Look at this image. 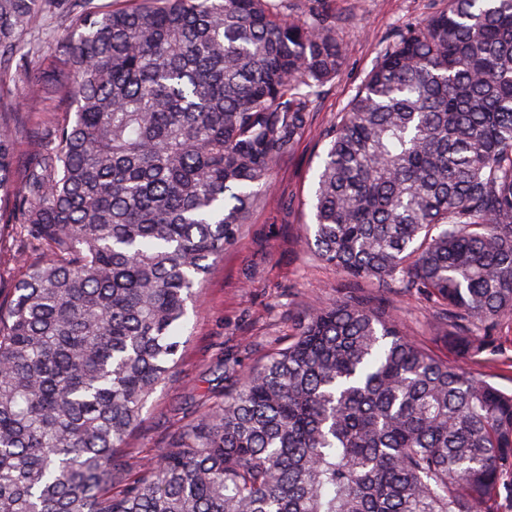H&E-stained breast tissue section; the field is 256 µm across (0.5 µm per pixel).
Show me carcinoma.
Instances as JSON below:
<instances>
[{
  "label": "carcinoma",
  "instance_id": "obj_1",
  "mask_svg": "<svg viewBox=\"0 0 512 512\" xmlns=\"http://www.w3.org/2000/svg\"><path fill=\"white\" fill-rule=\"evenodd\" d=\"M54 0H0V230L45 254L0 304V512H499L512 392L462 362L512 322V0L394 32L323 133L304 239L437 308L443 359L381 302L301 311L288 346L112 494L178 362L194 288L312 129L345 49L325 0H74L29 129L16 71ZM19 134L17 148L22 157H25L30 151V145L25 135L28 127L47 123L53 119L59 121H68L74 116V112L64 107H56L48 101L37 100L34 103L28 96H24L19 101Z\"/></svg>",
  "mask_w": 512,
  "mask_h": 512
}]
</instances>
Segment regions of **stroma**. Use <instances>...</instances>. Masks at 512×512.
<instances>
[{"instance_id":"35a3bbf8","label":"stroma","mask_w":512,"mask_h":512,"mask_svg":"<svg viewBox=\"0 0 512 512\" xmlns=\"http://www.w3.org/2000/svg\"><path fill=\"white\" fill-rule=\"evenodd\" d=\"M328 6L341 19L344 66L322 89L311 133L277 166L265 202L251 210L238 242L198 288L196 310L189 315L173 374L157 387L140 426L128 438L116 484L141 477L145 463L156 459L173 436L221 402L225 363L244 369L259 362L286 340L301 308L330 305L353 288L362 295L383 296L410 336L439 356L449 354L444 330L423 299L383 295L367 284L352 286L336 267L302 247L311 221L313 174L324 150L319 131L344 111L394 31L424 21L444 9L446 0H329ZM36 30L38 40L22 76L30 83L43 79L42 61L56 52L63 34L50 12L40 16Z\"/></svg>"}]
</instances>
